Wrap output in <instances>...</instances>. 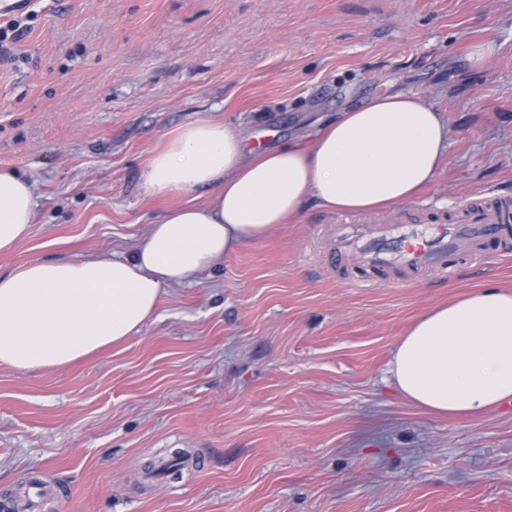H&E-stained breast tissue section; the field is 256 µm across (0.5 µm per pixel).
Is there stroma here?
Here are the masks:
<instances>
[{"instance_id": "obj_1", "label": "stroma", "mask_w": 512, "mask_h": 512, "mask_svg": "<svg viewBox=\"0 0 512 512\" xmlns=\"http://www.w3.org/2000/svg\"><path fill=\"white\" fill-rule=\"evenodd\" d=\"M0 61V167L36 186L0 273L130 255L180 194L143 186L183 125L264 148L399 91L448 123L415 199L451 214L512 198V0H31ZM495 52L474 67V44ZM335 212L163 290L140 333L65 368L0 365V512H512V405L459 420L392 385L394 345L432 305L512 291V235L447 275L325 265Z\"/></svg>"}]
</instances>
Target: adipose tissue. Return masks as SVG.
Masks as SVG:
<instances>
[{
	"label": "adipose tissue",
	"mask_w": 512,
	"mask_h": 512,
	"mask_svg": "<svg viewBox=\"0 0 512 512\" xmlns=\"http://www.w3.org/2000/svg\"><path fill=\"white\" fill-rule=\"evenodd\" d=\"M448 149L442 112L421 94L379 96L345 111L311 142L252 148L224 123L183 126L154 155L156 195L210 191L150 227L131 257L37 261L0 274V364L19 371L74 365L141 331L163 286H183L240 246L302 216L371 211L412 201ZM33 184L0 168V250L28 235ZM388 373L410 401L469 418L512 403V292L474 288L422 314L398 339Z\"/></svg>",
	"instance_id": "ef3b65f1"
}]
</instances>
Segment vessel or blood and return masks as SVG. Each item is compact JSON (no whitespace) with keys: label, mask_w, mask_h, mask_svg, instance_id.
Instances as JSON below:
<instances>
[{"label":"vessel or blood","mask_w":512,"mask_h":512,"mask_svg":"<svg viewBox=\"0 0 512 512\" xmlns=\"http://www.w3.org/2000/svg\"><path fill=\"white\" fill-rule=\"evenodd\" d=\"M510 223L512 200L506 198L492 205L469 203L453 217L436 214L421 223L399 219L380 224L345 216L332 225L323 256L337 264L356 252L371 272L400 267L444 273L449 258L476 245L495 243Z\"/></svg>","instance_id":"obj_1"}]
</instances>
